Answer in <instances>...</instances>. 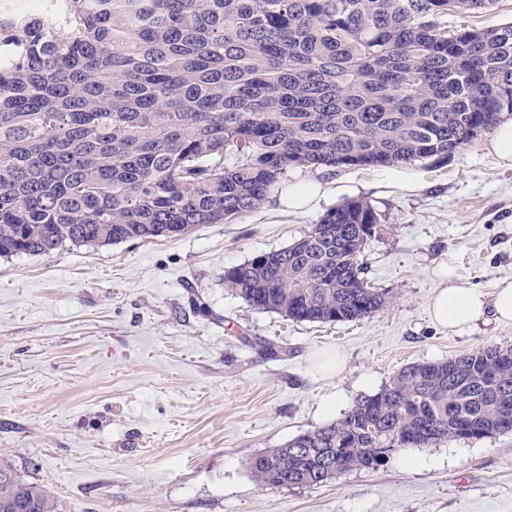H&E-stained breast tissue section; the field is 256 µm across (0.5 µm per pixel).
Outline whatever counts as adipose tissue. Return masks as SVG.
I'll use <instances>...</instances> for the list:
<instances>
[{
  "label": "adipose tissue",
  "mask_w": 512,
  "mask_h": 512,
  "mask_svg": "<svg viewBox=\"0 0 512 512\" xmlns=\"http://www.w3.org/2000/svg\"><path fill=\"white\" fill-rule=\"evenodd\" d=\"M438 286L431 302V315L442 326L460 328L494 314L501 321H512V282L498 286L493 301H485L481 292L457 284L452 265L437 272Z\"/></svg>",
  "instance_id": "1"
}]
</instances>
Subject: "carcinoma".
<instances>
[{
  "mask_svg": "<svg viewBox=\"0 0 512 512\" xmlns=\"http://www.w3.org/2000/svg\"><path fill=\"white\" fill-rule=\"evenodd\" d=\"M494 0L0 3V258L172 238L258 208L291 168L435 164L512 113V22ZM367 200L224 271L254 310L356 322L383 309ZM512 347L412 363L343 415L247 462L262 487L376 469L403 448L512 432ZM0 512H54L0 458ZM512 22V0H498L493 10L485 13L472 12L448 16V28L456 29L460 25L471 28L499 25Z\"/></svg>",
  "mask_w": 512,
  "mask_h": 512,
  "instance_id": "1",
  "label": "carcinoma"
}]
</instances>
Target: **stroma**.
Returning <instances> with one entry per match:
<instances>
[{"instance_id": "stroma-1", "label": "stroma", "mask_w": 512, "mask_h": 512, "mask_svg": "<svg viewBox=\"0 0 512 512\" xmlns=\"http://www.w3.org/2000/svg\"><path fill=\"white\" fill-rule=\"evenodd\" d=\"M486 135L445 165L292 168L328 195L304 214L276 195L229 224L95 250L0 258V452L57 512H512V433L406 448L377 470L262 488L248 460L335 421L411 363L512 347V322L434 324L433 269L493 294L512 280V168ZM371 201L384 233L364 262L387 291L360 322L309 323L248 308L224 272L300 238L330 208ZM269 340L278 355L262 354ZM339 354L340 374L317 366Z\"/></svg>"}]
</instances>
